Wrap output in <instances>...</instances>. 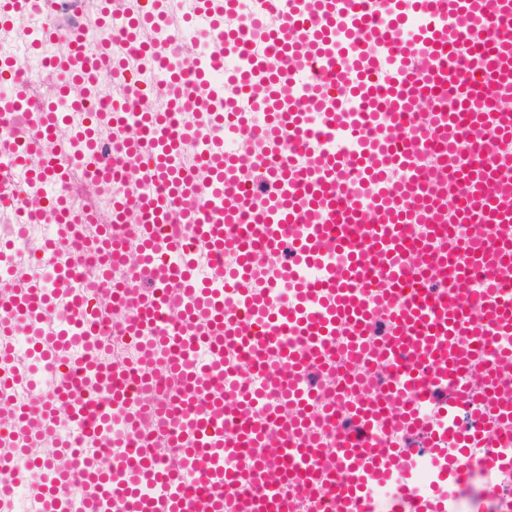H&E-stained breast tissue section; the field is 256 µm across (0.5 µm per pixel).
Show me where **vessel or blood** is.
Segmentation results:
<instances>
[{
  "mask_svg": "<svg viewBox=\"0 0 512 512\" xmlns=\"http://www.w3.org/2000/svg\"><path fill=\"white\" fill-rule=\"evenodd\" d=\"M54 5L42 0L30 45H68L48 59L56 97L34 104L18 86L0 101L12 163L31 173L22 224L62 206L68 175L43 143L78 112L69 87L94 89L112 51L56 24ZM240 7L198 0L174 28L168 0H136L128 43L140 50L139 28L154 30L141 52L157 76L130 82L98 119L144 128L121 145L141 159L144 190L118 188L74 129L67 153L113 190L111 233L88 275L73 230L91 213L65 212L49 278L0 273V359L22 327L57 377L20 405L11 392L29 374H0V434L16 444L0 478L22 469L38 512H73L74 480L82 512H234L244 499L249 512H455L475 463L488 512H512L495 480L512 470V154L499 149L512 139V0H263L276 26L258 52L249 30L224 26ZM192 27L202 39L187 67L170 49ZM228 58L233 70L213 79ZM179 112L198 118L183 125ZM121 267L137 277L117 289ZM86 291L101 301L58 310ZM107 314L140 345L136 365L109 359ZM135 369L167 378L170 462L138 436L153 414L127 386ZM483 391L487 423L463 434L458 418ZM64 418L86 443L112 440L111 478L35 464ZM395 431L422 439L427 480L411 449L387 441ZM245 447L241 466L232 454Z\"/></svg>",
  "mask_w": 512,
  "mask_h": 512,
  "instance_id": "vessel-or-blood-1",
  "label": "vessel or blood"
}]
</instances>
